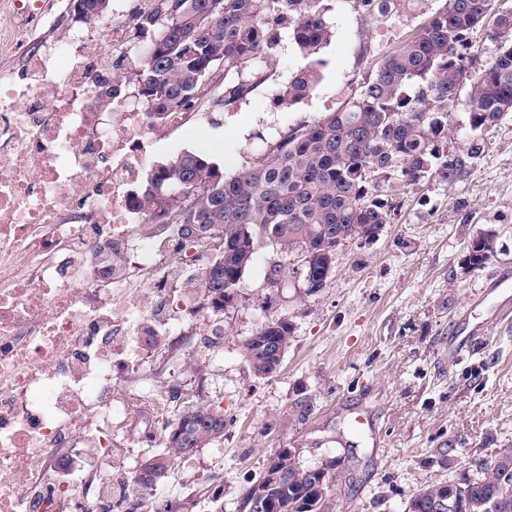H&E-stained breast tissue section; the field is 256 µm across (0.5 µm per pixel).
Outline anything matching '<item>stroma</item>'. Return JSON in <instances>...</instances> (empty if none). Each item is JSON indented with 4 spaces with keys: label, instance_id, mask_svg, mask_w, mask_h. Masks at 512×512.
Returning a JSON list of instances; mask_svg holds the SVG:
<instances>
[{
    "label": "stroma",
    "instance_id": "35a3bbf8",
    "mask_svg": "<svg viewBox=\"0 0 512 512\" xmlns=\"http://www.w3.org/2000/svg\"><path fill=\"white\" fill-rule=\"evenodd\" d=\"M443 4L415 0L411 12L385 21L336 0L334 33L322 48L319 84L290 109L274 95L302 64L290 41L261 62L269 79L249 99L203 114L190 128L156 142L153 162L203 151L232 173L267 143L335 110L364 73ZM480 152L454 183L414 187L391 182L396 209L368 245L339 249L326 288L306 295L277 290L267 277L277 256L259 249L223 316L180 309L172 336L143 348L136 370L112 391V458L101 469L112 485L114 512L135 500L130 477L160 450L173 412L156 400L175 393L198 404L221 401L224 436L177 461L150 497L152 512H238L243 489L279 449L303 461L336 462L334 512H404L430 479L476 475L498 449L512 448V325L488 320L470 354L448 366L442 351L460 313L501 272L512 271V116L479 133ZM492 235L483 268L469 269L471 241ZM294 334L279 372L256 375L244 340L271 317ZM221 344L201 343L212 330ZM309 403L306 414L295 408ZM370 411L377 436L355 437L352 414Z\"/></svg>",
    "mask_w": 512,
    "mask_h": 512
}]
</instances>
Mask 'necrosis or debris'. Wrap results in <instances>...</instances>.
I'll use <instances>...</instances> for the list:
<instances>
[{"label": "necrosis or debris", "mask_w": 512, "mask_h": 512, "mask_svg": "<svg viewBox=\"0 0 512 512\" xmlns=\"http://www.w3.org/2000/svg\"><path fill=\"white\" fill-rule=\"evenodd\" d=\"M116 21L32 46L0 25V512H100L112 488L95 459L112 445V339L170 331L173 296L146 277L205 251L157 233L129 191L164 128L145 112H103L97 66L141 58ZM62 477L49 490L46 474Z\"/></svg>", "instance_id": "4bbe7bcc"}]
</instances>
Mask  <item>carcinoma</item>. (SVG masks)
Masks as SVG:
<instances>
[{
  "label": "carcinoma",
  "mask_w": 512,
  "mask_h": 512,
  "mask_svg": "<svg viewBox=\"0 0 512 512\" xmlns=\"http://www.w3.org/2000/svg\"><path fill=\"white\" fill-rule=\"evenodd\" d=\"M135 35L146 53L132 76L153 121L195 103L210 112L248 99L268 79L257 63L272 56L286 32L308 63L281 85L275 104L288 108L308 97L325 62L320 49L332 37V8L323 0H147ZM412 0H354L372 18L406 11ZM495 0H445L423 25L387 52L339 108L279 136L252 165L235 173L209 155L184 151L156 164L134 191V202L160 230L175 229L184 244L206 247L214 257L188 282L201 289L215 313L235 305L242 276L263 247L282 256L268 280L293 287L289 256L307 249L309 294L325 288L336 264V249L383 230L393 205L391 181L415 186L434 177L451 183L467 159L480 150L475 134L512 113V6ZM109 0H67L66 14L97 20ZM495 11V23L485 24ZM486 34L490 61L476 68L481 52L469 34ZM469 73L466 146H445L458 105L459 76ZM224 91L211 94L216 73ZM294 326L272 318L243 343V355L258 376L278 372L265 343L288 348ZM224 437L220 403L178 407L164 448L142 461L132 480L148 490L177 459L192 456ZM240 498V512L260 492L271 512H333L336 460L309 466L297 448L276 453ZM452 488L464 512H512V448H503L465 483L430 480L420 486L407 512H425L430 497Z\"/></svg>",
  "instance_id": "1"
}]
</instances>
